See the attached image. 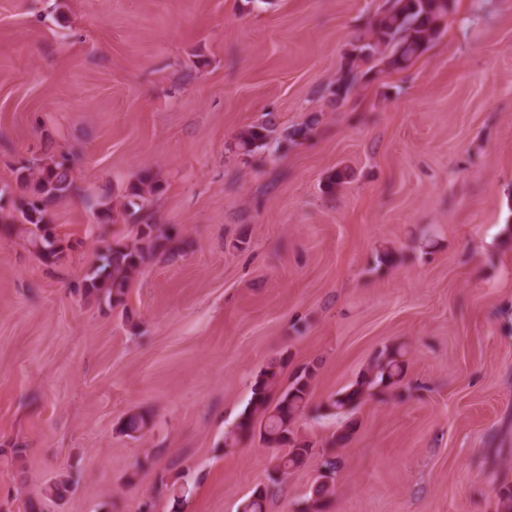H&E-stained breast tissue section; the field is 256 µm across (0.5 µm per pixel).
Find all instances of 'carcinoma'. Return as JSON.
<instances>
[{
	"label": "carcinoma",
	"mask_w": 512,
	"mask_h": 512,
	"mask_svg": "<svg viewBox=\"0 0 512 512\" xmlns=\"http://www.w3.org/2000/svg\"><path fill=\"white\" fill-rule=\"evenodd\" d=\"M448 15V0H387L376 14L368 40L353 47L330 91V103L341 106L356 84L363 79L362 65L377 61L404 70L421 57L442 32V22ZM320 122L312 113L302 123L288 128L284 138L289 144L307 140ZM275 132L272 119L263 120L243 129L230 143V150L242 157H251L267 146ZM76 159L60 152L49 160L36 159L19 168L17 182L21 194L6 207L0 204V223L11 224L27 236L34 253L47 266L58 267L68 252L82 246L59 234L52 220L53 207L70 197L76 190L74 169ZM163 190L160 179L150 169L138 172L126 192L127 207L141 213V222L131 225L129 235L113 238L96 252L76 291L100 307L115 309L122 305L127 289L142 268L153 261L169 260L182 251L181 242L172 228L152 222L147 206ZM288 366L282 356L271 361L257 375L251 386V397L234 427L225 433L224 446L233 448L255 436L270 448H282L275 470L290 473L319 459L320 475L311 486L302 512H322L334 490L339 459L327 449H317L303 437L297 422L311 410V388L318 364L310 362L294 371L286 387H281V375ZM406 367L405 352L400 347L381 350L357 379L330 401L325 410L344 417L332 447L347 445L354 435L357 420L354 412L374 392H384L399 386ZM152 417L146 412L128 414L121 431L133 437L151 426ZM76 480L62 474L52 481L46 496L51 501L65 500L75 489ZM267 489L255 488L242 502L241 512H265Z\"/></svg>",
	"instance_id": "carcinoma-1"
}]
</instances>
